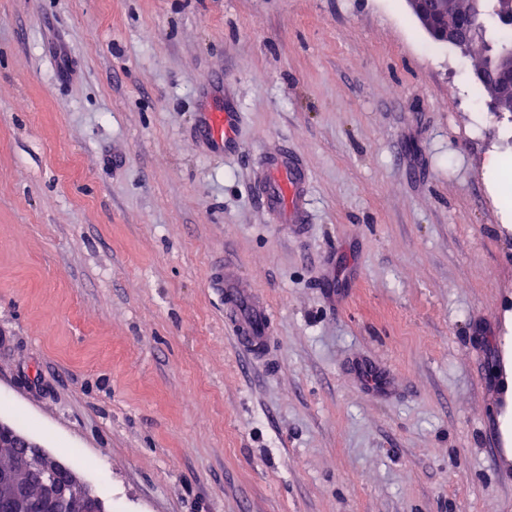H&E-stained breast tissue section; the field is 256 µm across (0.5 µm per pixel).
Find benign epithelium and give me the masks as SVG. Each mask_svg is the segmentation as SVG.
Wrapping results in <instances>:
<instances>
[{"label":"benign epithelium","mask_w":512,"mask_h":512,"mask_svg":"<svg viewBox=\"0 0 512 512\" xmlns=\"http://www.w3.org/2000/svg\"><path fill=\"white\" fill-rule=\"evenodd\" d=\"M408 7L432 37L441 38L463 52L471 44L459 38L448 21L436 24L432 0H407ZM22 448L21 458L0 467V497L14 512H105L84 479L49 453L40 443L0 421V447Z\"/></svg>","instance_id":"7a95c632"}]
</instances>
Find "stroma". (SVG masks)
Here are the masks:
<instances>
[{"mask_svg":"<svg viewBox=\"0 0 512 512\" xmlns=\"http://www.w3.org/2000/svg\"><path fill=\"white\" fill-rule=\"evenodd\" d=\"M479 62L405 0H0V421L107 512H512V138L467 105ZM283 148L299 235L257 194ZM237 121V112L224 109L205 110L199 112L196 118L200 133L216 154L224 153V144L233 138ZM222 284L226 318L235 342L251 354L261 353L273 334L272 310L237 271L224 267Z\"/></svg>","mask_w":512,"mask_h":512,"instance_id":"stroma-1","label":"stroma"}]
</instances>
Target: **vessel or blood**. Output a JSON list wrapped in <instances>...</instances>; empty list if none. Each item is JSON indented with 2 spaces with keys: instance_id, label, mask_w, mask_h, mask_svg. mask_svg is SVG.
<instances>
[{
  "instance_id": "vessel-or-blood-1",
  "label": "vessel or blood",
  "mask_w": 512,
  "mask_h": 512,
  "mask_svg": "<svg viewBox=\"0 0 512 512\" xmlns=\"http://www.w3.org/2000/svg\"><path fill=\"white\" fill-rule=\"evenodd\" d=\"M237 121V113L220 109L206 110L198 113L196 118L200 133L216 154L223 153L225 143L233 138ZM265 170V180L260 188L264 207L276 214L296 210L304 192L306 174L289 165L282 155L266 156ZM222 284L226 317L235 342L249 353H261L273 333L271 309L237 271L225 269Z\"/></svg>"
}]
</instances>
